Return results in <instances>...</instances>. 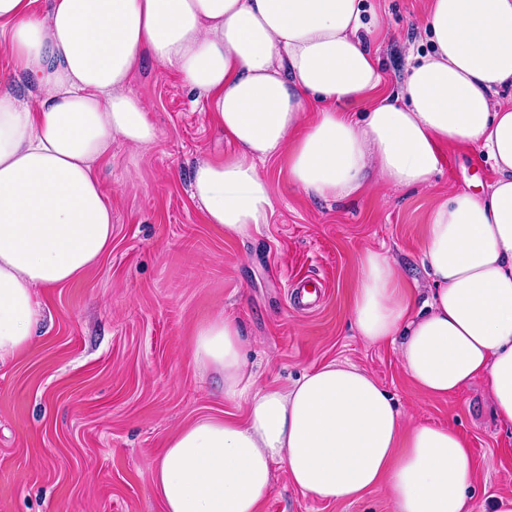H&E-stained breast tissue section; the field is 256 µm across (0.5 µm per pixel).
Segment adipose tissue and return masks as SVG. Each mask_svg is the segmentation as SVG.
<instances>
[{
  "label": "adipose tissue",
  "instance_id": "ef3b65f1",
  "mask_svg": "<svg viewBox=\"0 0 512 512\" xmlns=\"http://www.w3.org/2000/svg\"><path fill=\"white\" fill-rule=\"evenodd\" d=\"M30 3L0 0L14 70L37 86L0 89V363L31 345L39 290L81 277L112 241L95 168L113 139L157 136L131 88L146 48L208 102L234 145L197 161L190 182L208 223L231 237L272 216L260 166L274 158L309 198L337 201L359 195L373 171L392 187L429 185L445 143L487 153V191L455 192L429 214L424 306L401 294L393 258L367 250L351 321L369 343H398L421 394L486 377L499 422L512 427V107L494 101L512 87V0H429L432 49L410 56L400 92L366 112L351 106L383 78L360 36L362 0H50L42 16ZM243 350L234 317L195 331L193 358L220 375L233 409L182 428L152 463L165 512H258L278 466L319 499L384 482L395 512H467L473 461L456 432L407 424L350 364L255 389Z\"/></svg>",
  "mask_w": 512,
  "mask_h": 512
}]
</instances>
